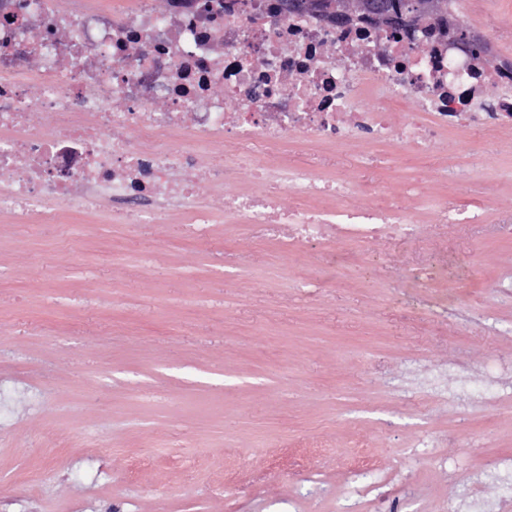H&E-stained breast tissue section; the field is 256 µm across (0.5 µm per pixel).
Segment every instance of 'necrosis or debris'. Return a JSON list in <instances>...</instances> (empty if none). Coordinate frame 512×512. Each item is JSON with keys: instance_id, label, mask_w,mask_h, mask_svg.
I'll list each match as a JSON object with an SVG mask.
<instances>
[{"instance_id": "necrosis-or-debris-1", "label": "necrosis or debris", "mask_w": 512, "mask_h": 512, "mask_svg": "<svg viewBox=\"0 0 512 512\" xmlns=\"http://www.w3.org/2000/svg\"><path fill=\"white\" fill-rule=\"evenodd\" d=\"M271 4L170 0L160 11L135 0L117 11L98 0H0V170L12 173L0 216L50 224L109 201L135 221L188 211L200 239L225 215L269 226L287 248L366 245L407 236L406 216L376 185L312 165H253L265 193L225 198L220 213L194 207L197 180L224 186L237 173L234 162L204 161L201 144L219 138L242 157L257 147L280 155L300 138L428 154L460 126L475 139L512 130V63L470 64L443 37L362 21L338 29ZM364 93L378 110L357 107ZM36 112L51 122L32 126ZM286 196L296 205L283 206ZM355 196L363 204L347 206Z\"/></svg>"}]
</instances>
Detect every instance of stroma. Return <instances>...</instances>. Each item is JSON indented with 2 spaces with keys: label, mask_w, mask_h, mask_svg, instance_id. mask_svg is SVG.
<instances>
[{
  "label": "stroma",
  "mask_w": 512,
  "mask_h": 512,
  "mask_svg": "<svg viewBox=\"0 0 512 512\" xmlns=\"http://www.w3.org/2000/svg\"><path fill=\"white\" fill-rule=\"evenodd\" d=\"M457 8L512 57V0ZM327 155L412 222L337 242L352 259L328 280L327 248H258L232 218L203 240L181 211L0 218V512H512L491 470L512 456V132ZM448 204L484 218L440 223ZM431 262L444 310L410 278Z\"/></svg>",
  "instance_id": "stroma-1"
}]
</instances>
